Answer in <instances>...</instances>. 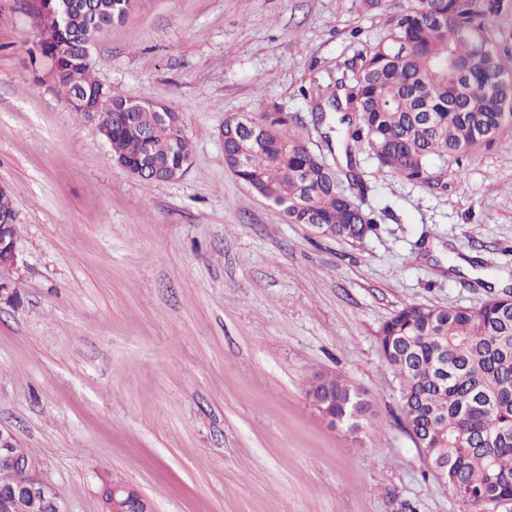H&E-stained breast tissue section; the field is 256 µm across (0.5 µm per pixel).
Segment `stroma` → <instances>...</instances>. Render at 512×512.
Masks as SVG:
<instances>
[{"label": "stroma", "mask_w": 512, "mask_h": 512, "mask_svg": "<svg viewBox=\"0 0 512 512\" xmlns=\"http://www.w3.org/2000/svg\"><path fill=\"white\" fill-rule=\"evenodd\" d=\"M409 0H133L92 47L106 87L179 112L192 157L144 184L39 56L35 0H0V185L18 224L17 300H0V424L64 512H103L121 480L156 512H512L464 505L426 467L378 333L409 305L512 292V124L436 160L423 184L353 144L377 234L287 223L225 167L224 122L278 104L346 169L318 122ZM366 395L360 433L305 395ZM315 397L322 400L323 407L327 410L328 414L336 418L332 422V418L326 416L312 400L307 397L310 405L321 412L325 417L329 418L331 423H346L348 422V413L351 415V407L349 405L348 386L339 378H329L321 380L320 384L313 390Z\"/></svg>", "instance_id": "1"}]
</instances>
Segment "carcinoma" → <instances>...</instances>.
Instances as JSON below:
<instances>
[{"label": "carcinoma", "mask_w": 512, "mask_h": 512, "mask_svg": "<svg viewBox=\"0 0 512 512\" xmlns=\"http://www.w3.org/2000/svg\"><path fill=\"white\" fill-rule=\"evenodd\" d=\"M131 0H52L39 11L48 36L42 56L55 60V83L68 99L102 94L101 114L112 158L136 168L147 155L162 166L191 157L184 128L173 129L154 110L140 109L94 76L90 48ZM505 0H415L352 69L346 108L358 113L349 131L364 142L379 170L427 184L435 159L458 156L490 142L512 122V72L487 39ZM224 162L248 190L278 207L291 224H317L324 235L362 240L378 231L376 218L340 184L335 170L290 127L288 112L224 122ZM16 238L9 190H0V225ZM379 345L405 386L403 413L438 476L462 503L512 500V295L477 307L410 305L380 329ZM348 386L338 378L314 389L336 422L351 412ZM19 499L25 512L39 500L0 487V501Z\"/></svg>", "instance_id": "obj_1"}]
</instances>
